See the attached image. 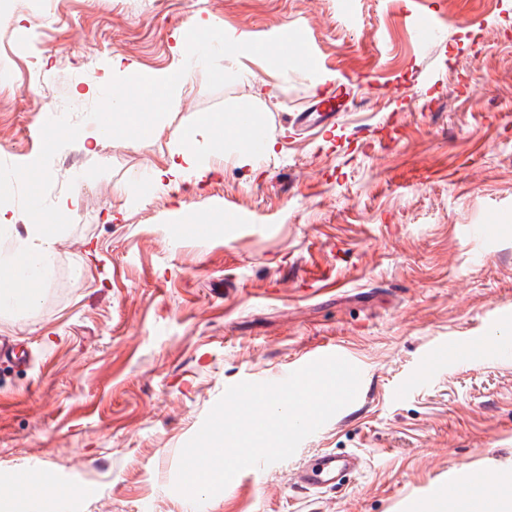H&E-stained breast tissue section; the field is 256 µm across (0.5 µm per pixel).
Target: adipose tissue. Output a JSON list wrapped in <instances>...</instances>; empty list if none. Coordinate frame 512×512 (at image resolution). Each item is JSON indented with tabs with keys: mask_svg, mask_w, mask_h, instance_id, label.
Listing matches in <instances>:
<instances>
[{
	"mask_svg": "<svg viewBox=\"0 0 512 512\" xmlns=\"http://www.w3.org/2000/svg\"><path fill=\"white\" fill-rule=\"evenodd\" d=\"M237 115L225 112L204 118L201 128L205 133L208 151L199 153L194 133L179 136V145L171 155L165 169L155 171V185H172L208 170L209 161L224 155H237L240 162L252 158L251 141L241 138L235 129ZM71 211L68 200H61L52 212L51 219H43L39 211H32V222L19 235L17 246L0 252V306L24 310L36 305L40 287L53 268L57 251L58 224Z\"/></svg>",
	"mask_w": 512,
	"mask_h": 512,
	"instance_id": "adipose-tissue-1",
	"label": "adipose tissue"
}]
</instances>
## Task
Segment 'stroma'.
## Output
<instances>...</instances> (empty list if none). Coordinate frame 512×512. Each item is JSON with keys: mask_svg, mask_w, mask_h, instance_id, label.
<instances>
[{"mask_svg": "<svg viewBox=\"0 0 512 512\" xmlns=\"http://www.w3.org/2000/svg\"><path fill=\"white\" fill-rule=\"evenodd\" d=\"M435 34L415 42L413 25ZM266 39L302 30L320 73L258 57L217 89L201 64L149 140L84 143L90 86L113 59L158 73L199 23ZM353 102L335 126L291 131L326 77ZM71 133L49 149L48 109ZM231 108L272 153L216 158L151 182L179 136ZM44 159L38 206L73 200L37 306L0 313L25 356L0 362V486L49 476L65 512H419L447 469L484 460L512 488V0H11L0 13V181ZM205 223L204 234L190 225ZM333 278H306L309 267ZM494 341L483 360L470 337ZM447 365L402 390L424 353ZM363 368L360 393L287 460L202 509L174 488L182 447L226 388L277 382L322 347ZM321 452L358 454L341 491L288 481ZM456 347V343L453 341L442 342L429 353H427L421 364L422 367L420 371L405 383V388L411 386L425 373L434 371L439 367L445 366L448 363V359H450L453 356Z\"/></svg>", "mask_w": 512, "mask_h": 512, "instance_id": "obj_1", "label": "stroma"}]
</instances>
